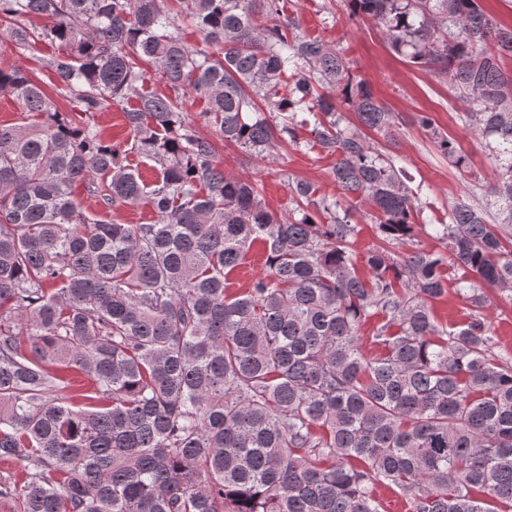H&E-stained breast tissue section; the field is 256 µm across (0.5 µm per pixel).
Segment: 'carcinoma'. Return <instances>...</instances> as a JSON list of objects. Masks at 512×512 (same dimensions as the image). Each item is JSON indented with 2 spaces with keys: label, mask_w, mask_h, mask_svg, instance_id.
I'll return each mask as SVG.
<instances>
[{
  "label": "carcinoma",
  "mask_w": 512,
  "mask_h": 512,
  "mask_svg": "<svg viewBox=\"0 0 512 512\" xmlns=\"http://www.w3.org/2000/svg\"><path fill=\"white\" fill-rule=\"evenodd\" d=\"M176 2L194 44L164 0H0V45L56 46L46 68L71 105L0 67L28 119L0 124V463L19 466L0 476V512H380L381 486L406 512H512V356L482 312L492 293L512 310V27L480 0H348L448 80L499 171L496 215L462 198L425 250L420 197L368 137L393 143L398 116L340 52L303 35L285 0ZM141 61L169 93L143 91ZM189 91L209 137L184 112ZM114 104L128 151L159 165L151 186L95 123ZM416 120L466 171L459 143ZM304 125L340 194L291 180L285 218L224 172L217 141L264 158ZM81 185L109 209L145 201L157 221L95 219ZM359 199L377 226L366 277ZM255 242L265 271L230 295ZM454 266L470 312L450 329L432 303ZM65 370L91 381L77 401Z\"/></svg>",
  "instance_id": "carcinoma-1"
}]
</instances>
